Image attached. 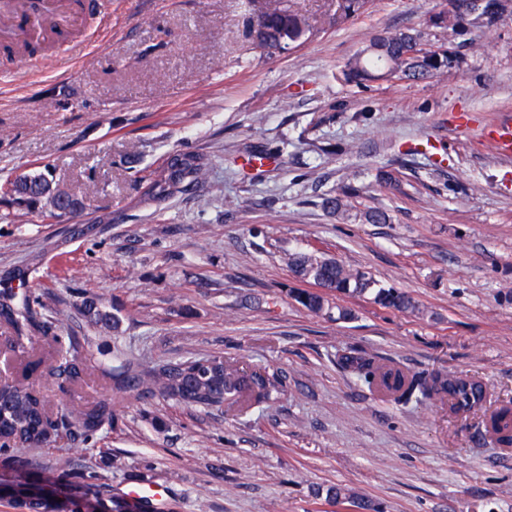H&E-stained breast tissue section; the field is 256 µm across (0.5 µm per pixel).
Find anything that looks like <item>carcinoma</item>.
<instances>
[{
    "mask_svg": "<svg viewBox=\"0 0 512 512\" xmlns=\"http://www.w3.org/2000/svg\"><path fill=\"white\" fill-rule=\"evenodd\" d=\"M370 0H343L340 11L330 22L341 25L351 17L364 12ZM475 8V0H446V8L432 14L429 23L437 28L457 32L463 16ZM250 33L256 43L268 49L283 48L302 42L311 32L308 20L297 13L277 7L254 10L248 19ZM456 61L448 49H435L422 42L416 32L385 30L377 34L363 50L347 61L341 70L346 83L363 85L390 74L392 81L421 80L437 76ZM209 162L204 155L190 150H177L163 160L147 191L148 200L162 202L182 192L190 185L205 182ZM363 187L343 184L323 201L332 213H344L352 207ZM0 199L36 212L43 218H56L77 211L83 202L50 178L48 170L23 172L0 184ZM287 263L295 277L311 284L293 292L294 300L314 314L334 316L348 321L353 312L348 307L333 306V294L359 297L370 295L374 303L405 312H418L420 307L407 294L380 285L369 273L354 270L334 258L316 250L291 253ZM22 289L0 292V321L11 326L15 336L9 347L27 352L26 342L31 334L47 335L53 321L39 312L43 307L41 293L26 287L25 275L19 273ZM83 316L93 325L118 336L122 333V319L110 312L99 300H83ZM40 354L24 366L25 374L45 367L54 378L56 389L66 395L86 382L97 361L90 345L77 338L69 345L59 344ZM336 365L354 376L374 394L396 403L436 402L448 406V413L461 419H475L479 430L504 448L512 447V403L497 402L491 398L486 384L478 377L432 370L411 372L400 364L383 359L367 351L345 348L336 352ZM112 377L118 384L144 395L159 396L189 407L214 409L236 398L256 403L275 399L285 385V376L278 370L244 372L224 360L221 355L169 361L156 369L144 370L130 359L121 360L113 369ZM112 400L104 398L78 409L61 403L52 411L47 396L37 386L20 381L4 386L0 393V462L14 463L20 454L39 448L52 436L79 434L86 439L94 437L103 428L112 425ZM103 476L98 474L66 475L64 486L69 494L59 497L54 492L41 491L29 498H12L19 512H58L60 502L68 504L69 512H82L83 502L94 497L100 512H150L147 500L130 501L97 496ZM326 498L347 503L355 512H371L373 504L345 491L330 487Z\"/></svg>",
    "mask_w": 512,
    "mask_h": 512,
    "instance_id": "obj_1",
    "label": "carcinoma"
}]
</instances>
